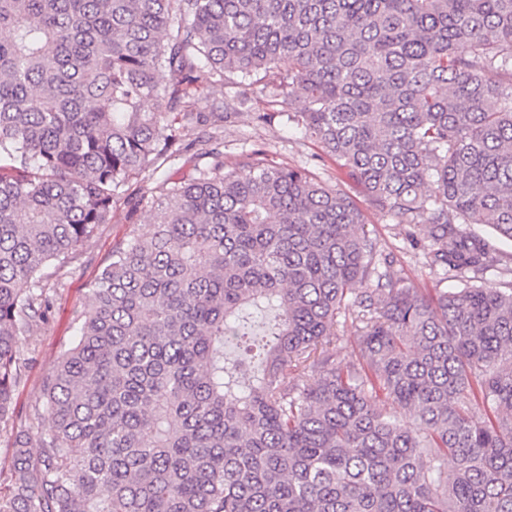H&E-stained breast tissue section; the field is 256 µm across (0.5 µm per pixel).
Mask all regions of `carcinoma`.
Returning <instances> with one entry per match:
<instances>
[{
	"label": "carcinoma",
	"mask_w": 512,
	"mask_h": 512,
	"mask_svg": "<svg viewBox=\"0 0 512 512\" xmlns=\"http://www.w3.org/2000/svg\"><path fill=\"white\" fill-rule=\"evenodd\" d=\"M259 75L463 287L394 271L344 190L226 162L238 113L200 87ZM186 154L204 164L156 183L15 426L43 270ZM499 239L512 0H0V512H512V281L474 284L512 272ZM257 328L251 367L225 345ZM13 435L10 427H0V488L5 491L10 484L13 460Z\"/></svg>",
	"instance_id": "1"
}]
</instances>
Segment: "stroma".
<instances>
[{"label": "stroma", "mask_w": 512, "mask_h": 512, "mask_svg": "<svg viewBox=\"0 0 512 512\" xmlns=\"http://www.w3.org/2000/svg\"><path fill=\"white\" fill-rule=\"evenodd\" d=\"M206 95L212 103L234 104L240 113L237 122L225 126L222 133L228 163H236L242 154L261 148L266 150L269 159L307 168L317 179L343 189L355 200H362L361 187L349 178L339 161L327 156L305 135L300 125L284 118L264 125L253 120V113L268 108L269 96L263 83L249 86L215 83L207 87ZM363 214L366 230L376 236L379 246L395 256L396 269L415 285L445 291L458 288L457 278L429 273L425 267L420 248L425 237L423 227L397 223L369 208L364 209ZM133 225L123 213H116L111 224L105 225L70 263L45 269L44 285L52 298L50 320L21 346L20 355L27 358L29 364L14 392L20 414H27L32 406L41 402L43 377L53 367L60 352L74 342L75 317L87 301L91 283L111 255L113 245L127 239Z\"/></svg>", "instance_id": "obj_1"}]
</instances>
